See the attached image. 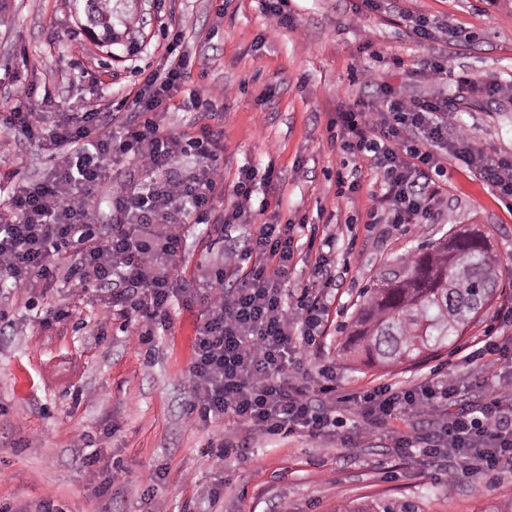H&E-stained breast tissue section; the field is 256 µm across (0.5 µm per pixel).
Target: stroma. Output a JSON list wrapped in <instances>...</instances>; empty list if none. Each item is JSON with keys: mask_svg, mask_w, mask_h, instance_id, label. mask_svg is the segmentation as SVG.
I'll list each match as a JSON object with an SVG mask.
<instances>
[{"mask_svg": "<svg viewBox=\"0 0 512 512\" xmlns=\"http://www.w3.org/2000/svg\"><path fill=\"white\" fill-rule=\"evenodd\" d=\"M356 2L291 0L294 27L274 31L261 0H121L116 38L104 45L85 32L70 0H0V93L17 80L48 90L52 104L33 98L36 112H65L79 100L125 121L141 70L163 68L169 34L182 30L184 46L197 57L186 87L204 105L194 111L171 107L165 127L178 135L194 134L203 123L223 127L225 191L216 213L237 204L232 186L242 168L271 166L278 173L273 196L279 218L297 226L286 303L295 304L303 289L313 287L319 264H329L334 275L324 290L321 348L301 354L288 379L312 391L322 368L333 366L336 414L343 422L319 438L252 433L245 453L214 467L205 449L236 429L228 419L196 425L184 416L193 391L197 305L174 304L168 329L148 355L124 332L121 318L103 324L102 309L64 279L47 290L7 285L0 289V310L11 320L0 331V501L31 512L46 501L65 512H335L383 496L414 500L422 512H505L512 505V469L465 478L456 463L437 469L419 455H400L393 433L419 441L428 430L424 417L372 426L343 401L379 384L405 388L446 377L463 401L475 402L492 382L512 376V366L503 362L464 360L489 335L512 346V325L501 318L512 307V209L491 194L475 168L448 154L433 220L414 230L367 223L381 179L343 150L331 125L341 106L373 93L352 79L366 59L362 44L372 42L385 57L402 60V68H382L378 75L411 95L431 87L411 79L409 70L439 50L449 66L502 84L493 96L454 85L442 94L450 123L512 156V0H383L375 13L356 10ZM404 10L449 22L471 39L461 42L441 31L435 40L418 41L400 19ZM26 149L0 131V203L8 198L12 171L31 181L51 173L47 157L18 169L17 156ZM353 171L362 191L339 197L337 173ZM261 222L254 216L222 236L203 224L183 225L182 276L197 279L202 265L243 248ZM453 227L487 231L508 266L500 294L479 322L447 351L412 367L385 368L348 352L346 338L364 289L398 258ZM329 235L336 241L327 249ZM60 306L72 308L73 317L46 324L47 310ZM91 454L104 472L121 470L108 494L98 493L85 466ZM152 473L157 479L151 484ZM213 487L219 497L208 496Z\"/></svg>", "mask_w": 512, "mask_h": 512, "instance_id": "stroma-1", "label": "stroma"}]
</instances>
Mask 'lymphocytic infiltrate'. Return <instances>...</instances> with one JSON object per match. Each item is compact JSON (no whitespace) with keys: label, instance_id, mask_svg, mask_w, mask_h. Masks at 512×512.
<instances>
[{"label":"lymphocytic infiltrate","instance_id":"1","mask_svg":"<svg viewBox=\"0 0 512 512\" xmlns=\"http://www.w3.org/2000/svg\"><path fill=\"white\" fill-rule=\"evenodd\" d=\"M182 38L181 30H173L164 68L145 75L132 118L116 127L79 102L47 120L29 107L37 94L30 84L16 83L10 94L0 95V128L37 143L54 161L50 179L15 181L0 211V281L29 288L51 283L61 248L71 249L76 261L66 284L99 301L106 315L133 322L132 333L145 346L168 329L175 301L188 298L200 307L188 420L227 418L246 434L325 435L336 426L326 406L336 393L333 367L323 369L317 397L288 382L292 353L315 346L325 310L317 296L285 306L294 225L262 222L245 249L206 267L196 288H186L178 271L182 224L242 223L256 189L274 183L273 167L241 169L233 186L237 206L215 215V201L224 193L223 130L205 124L184 139L161 123L196 63L181 51ZM360 75L377 95L337 112L336 124L345 145L382 178L384 191L368 211L370 223L432 219L439 202L432 174L447 148L512 204V158L486 153L470 130L449 132L447 98L408 96L402 87L377 80L368 66ZM412 75L489 95L500 89L455 70L441 55L425 58ZM186 155L196 160L189 172L177 168ZM116 172L122 180L105 212L95 190ZM242 264L247 273L224 287L226 267ZM456 394L452 381L436 379L409 388L378 385L355 394L353 402L362 418L385 425L412 414L431 417L436 430L422 455L434 463L455 458L462 475L512 467V378L490 385L479 404L452 413L448 407Z\"/></svg>","mask_w":512,"mask_h":512}]
</instances>
